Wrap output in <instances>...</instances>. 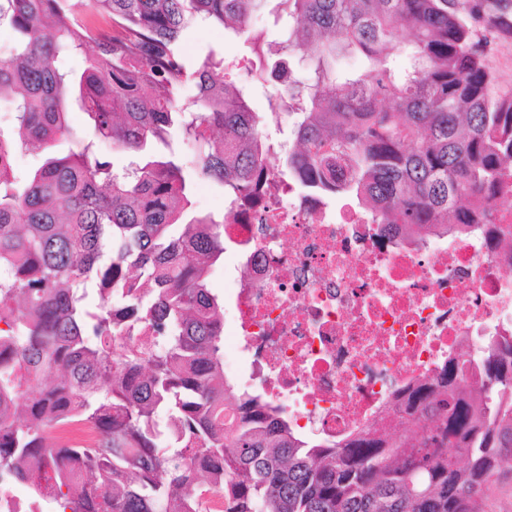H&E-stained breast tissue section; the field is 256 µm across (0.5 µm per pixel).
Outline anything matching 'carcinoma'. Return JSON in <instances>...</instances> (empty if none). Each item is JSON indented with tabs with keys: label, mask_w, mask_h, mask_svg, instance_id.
Returning a JSON list of instances; mask_svg holds the SVG:
<instances>
[{
	"label": "carcinoma",
	"mask_w": 512,
	"mask_h": 512,
	"mask_svg": "<svg viewBox=\"0 0 512 512\" xmlns=\"http://www.w3.org/2000/svg\"><path fill=\"white\" fill-rule=\"evenodd\" d=\"M270 3L278 51L309 71L269 102L293 118L282 156L224 59L181 48L221 26L264 79L251 19ZM3 23L0 478L57 512H211L207 493L219 512H484L512 474V335L488 340L476 389L452 364L445 386L412 389L415 422L306 437L224 374V299L208 285L224 221L193 212L191 181L233 203L275 172L408 240L487 232L512 174V90L486 58L512 34V0H0ZM70 98L90 134L58 154ZM19 147L43 164L18 174ZM71 423L94 444L56 440Z\"/></svg>",
	"instance_id": "cac0c4a2"
}]
</instances>
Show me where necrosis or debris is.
Wrapping results in <instances>:
<instances>
[{
	"label": "necrosis or debris",
	"instance_id": "4bbe7bcc",
	"mask_svg": "<svg viewBox=\"0 0 512 512\" xmlns=\"http://www.w3.org/2000/svg\"><path fill=\"white\" fill-rule=\"evenodd\" d=\"M224 221L242 273L226 332L299 431L336 439L375 422L449 361L471 382L486 337L512 335V250L484 237L397 245L276 174Z\"/></svg>",
	"mask_w": 512,
	"mask_h": 512
}]
</instances>
